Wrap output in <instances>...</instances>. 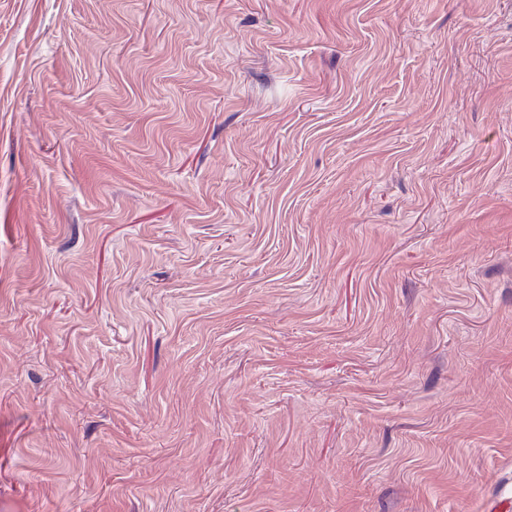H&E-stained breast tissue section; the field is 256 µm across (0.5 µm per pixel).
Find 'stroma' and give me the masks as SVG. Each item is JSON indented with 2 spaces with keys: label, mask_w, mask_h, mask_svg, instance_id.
Masks as SVG:
<instances>
[{
  "label": "stroma",
  "mask_w": 512,
  "mask_h": 512,
  "mask_svg": "<svg viewBox=\"0 0 512 512\" xmlns=\"http://www.w3.org/2000/svg\"><path fill=\"white\" fill-rule=\"evenodd\" d=\"M501 481L512 0H0V512Z\"/></svg>",
  "instance_id": "stroma-1"
}]
</instances>
